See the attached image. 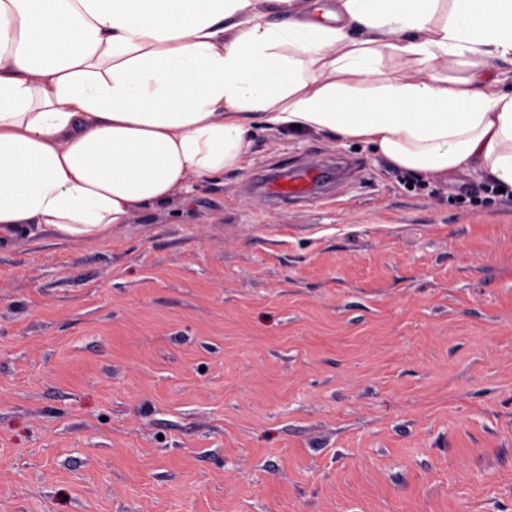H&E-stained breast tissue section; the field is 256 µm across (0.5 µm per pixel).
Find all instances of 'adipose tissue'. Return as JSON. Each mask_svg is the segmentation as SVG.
<instances>
[{
  "mask_svg": "<svg viewBox=\"0 0 512 512\" xmlns=\"http://www.w3.org/2000/svg\"><path fill=\"white\" fill-rule=\"evenodd\" d=\"M510 81L512 0H0V244L109 240L258 125L512 191Z\"/></svg>",
  "mask_w": 512,
  "mask_h": 512,
  "instance_id": "adipose-tissue-1",
  "label": "adipose tissue"
}]
</instances>
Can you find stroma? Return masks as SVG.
Masks as SVG:
<instances>
[{
	"label": "stroma",
	"mask_w": 512,
	"mask_h": 512,
	"mask_svg": "<svg viewBox=\"0 0 512 512\" xmlns=\"http://www.w3.org/2000/svg\"><path fill=\"white\" fill-rule=\"evenodd\" d=\"M480 184L265 132L110 240L1 245L0 512H512V202ZM326 177V171L312 163L290 172L282 180L270 183L268 192L283 198H309L317 184Z\"/></svg>",
	"instance_id": "35a3bbf8"
}]
</instances>
